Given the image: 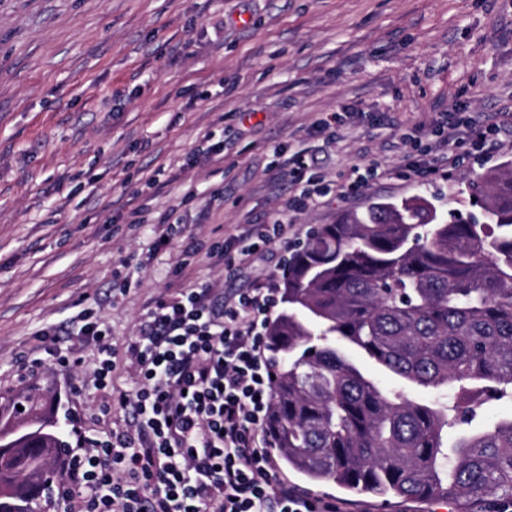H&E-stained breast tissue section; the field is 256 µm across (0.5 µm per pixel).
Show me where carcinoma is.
Wrapping results in <instances>:
<instances>
[{"label":"carcinoma","mask_w":512,"mask_h":512,"mask_svg":"<svg viewBox=\"0 0 512 512\" xmlns=\"http://www.w3.org/2000/svg\"><path fill=\"white\" fill-rule=\"evenodd\" d=\"M468 188L475 221L422 196L373 197L288 259L267 328L277 370L264 424L285 467L355 494L462 509L512 500V415L472 427L484 401L512 398V162ZM345 345L453 405L382 388ZM2 434L0 512H40L60 461L56 422L17 396L0 405Z\"/></svg>","instance_id":"obj_1"}]
</instances>
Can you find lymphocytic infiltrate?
<instances>
[{
	"label": "lymphocytic infiltrate",
	"mask_w": 512,
	"mask_h": 512,
	"mask_svg": "<svg viewBox=\"0 0 512 512\" xmlns=\"http://www.w3.org/2000/svg\"><path fill=\"white\" fill-rule=\"evenodd\" d=\"M411 176L456 165L449 146L473 155L512 130V119L479 121L442 112ZM295 195L288 211L315 206L329 192L357 195L363 178L328 188L314 164L282 162ZM287 223L244 224L224 242L227 261L246 260L284 236ZM278 290L267 283L227 303L207 287L182 288L148 305L127 351L135 363L132 393L121 395L126 425L77 442L61 464L55 494L63 512H336L280 480L263 431L272 402L266 327ZM80 336L101 357L95 384L112 381L109 328L83 317Z\"/></svg>",
	"instance_id": "obj_1"
}]
</instances>
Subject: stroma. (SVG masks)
Here are the masks:
<instances>
[{"label":"stroma","instance_id":"1","mask_svg":"<svg viewBox=\"0 0 512 512\" xmlns=\"http://www.w3.org/2000/svg\"><path fill=\"white\" fill-rule=\"evenodd\" d=\"M509 102L512 0H0V397L32 394L59 421L76 410L91 437L122 423L124 346L149 302L202 283L248 290L279 275L288 242L372 196L470 211L450 188L512 159V138L423 180L407 174L414 144L437 113L482 120ZM336 112V139L310 133ZM208 141L220 159L200 156ZM297 152L331 184L372 159L380 174L226 267L216 253L236 225L281 216L294 190L276 167ZM163 224L184 232L160 243ZM84 310L112 334L104 389L93 342L70 333ZM49 327L70 367L45 362ZM23 357L42 364L22 370ZM277 473L342 512H457Z\"/></svg>","mask_w":512,"mask_h":512}]
</instances>
